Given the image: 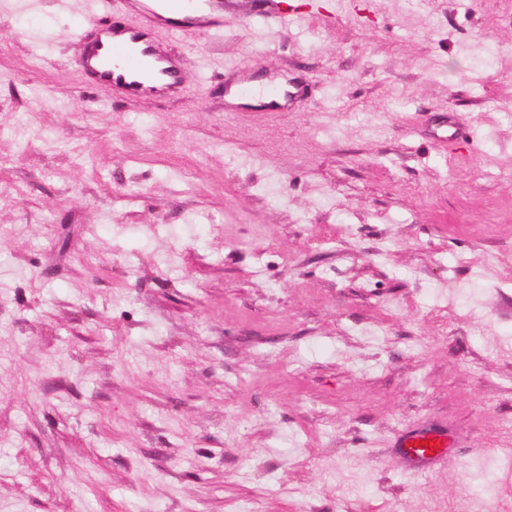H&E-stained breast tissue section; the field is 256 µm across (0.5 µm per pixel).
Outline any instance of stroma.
Listing matches in <instances>:
<instances>
[{
	"label": "stroma",
	"instance_id": "obj_1",
	"mask_svg": "<svg viewBox=\"0 0 512 512\" xmlns=\"http://www.w3.org/2000/svg\"><path fill=\"white\" fill-rule=\"evenodd\" d=\"M302 1L130 106L76 65L119 0H0V512H512V0ZM249 69L250 67L246 65L232 69L235 72L236 80L234 82H224L226 96L237 100H249L260 96L266 101L263 107L267 112H292L298 103V93L291 90V87L295 85L294 82L291 79L285 82H272L264 92L257 95L251 85L252 79L249 75ZM416 441H427L428 446L416 445ZM437 446V449H434ZM448 447L447 438L436 431L423 430L412 435L403 445L404 454L419 464H428L441 453V448Z\"/></svg>",
	"mask_w": 512,
	"mask_h": 512
}]
</instances>
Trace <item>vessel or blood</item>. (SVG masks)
I'll return each mask as SVG.
<instances>
[{
    "instance_id": "1",
    "label": "vessel or blood",
    "mask_w": 512,
    "mask_h": 512,
    "mask_svg": "<svg viewBox=\"0 0 512 512\" xmlns=\"http://www.w3.org/2000/svg\"><path fill=\"white\" fill-rule=\"evenodd\" d=\"M123 9L132 15V22L94 21L80 30L77 67L84 83L109 88L130 105L179 96L186 84L184 62L158 39L157 29L166 26L176 33H220L224 29V0H123ZM224 92L237 100L254 98L248 66L236 68L235 79L225 82ZM263 97L269 112H289L297 105V95L288 81L271 83ZM447 445L443 434L423 430L403 448L409 459L427 464Z\"/></svg>"
}]
</instances>
